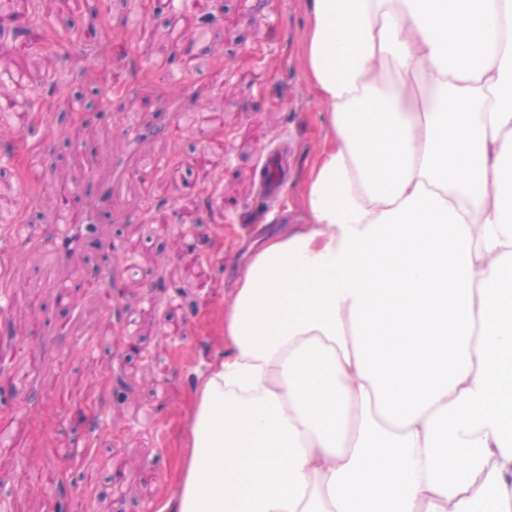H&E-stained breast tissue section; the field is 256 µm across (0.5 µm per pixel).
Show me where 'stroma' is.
<instances>
[{
    "instance_id": "stroma-1",
    "label": "stroma",
    "mask_w": 512,
    "mask_h": 512,
    "mask_svg": "<svg viewBox=\"0 0 512 512\" xmlns=\"http://www.w3.org/2000/svg\"><path fill=\"white\" fill-rule=\"evenodd\" d=\"M135 0H111L107 12L92 14L71 0H42L45 16L60 30H100L103 56L62 50L28 55L29 89L49 99L53 80L63 78L73 94L87 96L89 110L74 118L62 105L25 121L15 139L0 140V154L16 158L0 173V286L11 308L0 319V344L13 354L1 372L11 385L0 392V420L11 421L18 437L8 468L0 471V499L9 512H52L60 478H68L67 512H156L173 488L179 454L187 446L191 384L223 350L221 316L230 284L245 263L240 242L307 223L302 193L318 152L325 122L317 91L303 71L306 16L301 0H208L205 11L185 5L194 22L208 21L210 44L222 50L211 63L206 44L182 49L167 38L168 15L152 14L151 39L127 24ZM174 57L175 68L191 61L184 90L171 94L152 67L156 57ZM134 60L136 78H124L110 102L98 92L112 86L114 67ZM220 116L219 125L198 126L193 109ZM140 112L151 136L138 143L121 132V115ZM285 136L288 180L276 205L257 195L269 164L268 151ZM47 185L76 189L75 206L101 198L95 220L112 227L111 239L84 235L67 245L55 263L42 241L55 222L52 203L30 214L32 238L13 244L6 229L20 210L13 184L18 164L33 147ZM226 147L222 169L208 181L209 200L187 195L172 169ZM149 148L162 168L136 171L140 148ZM143 240L131 263L132 275L109 285V265L125 260L120 245L128 236ZM67 279L66 307H57L52 283ZM154 301L157 311L141 308ZM114 330L134 323L135 353L115 355L114 339L96 332L104 318ZM176 324L180 333L164 336ZM92 408L99 426L81 424L77 411ZM58 448L82 450L61 473ZM139 494H118L112 465Z\"/></svg>"
}]
</instances>
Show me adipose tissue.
<instances>
[{"mask_svg":"<svg viewBox=\"0 0 512 512\" xmlns=\"http://www.w3.org/2000/svg\"><path fill=\"white\" fill-rule=\"evenodd\" d=\"M309 222L244 244L159 512H512V0H304Z\"/></svg>","mask_w":512,"mask_h":512,"instance_id":"1","label":"adipose tissue"}]
</instances>
